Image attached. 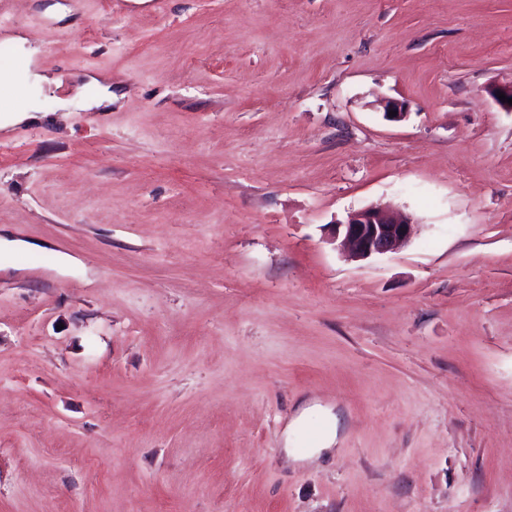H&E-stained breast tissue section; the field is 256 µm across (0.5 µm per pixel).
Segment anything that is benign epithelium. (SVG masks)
Listing matches in <instances>:
<instances>
[{
	"label": "benign epithelium",
	"mask_w": 512,
	"mask_h": 512,
	"mask_svg": "<svg viewBox=\"0 0 512 512\" xmlns=\"http://www.w3.org/2000/svg\"><path fill=\"white\" fill-rule=\"evenodd\" d=\"M414 220L370 205L352 212L347 220L334 225V238L341 239L353 257L365 260L397 249L408 241Z\"/></svg>",
	"instance_id": "benign-epithelium-1"
}]
</instances>
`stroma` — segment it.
<instances>
[{"label": "stroma", "instance_id": "obj_1", "mask_svg": "<svg viewBox=\"0 0 512 512\" xmlns=\"http://www.w3.org/2000/svg\"><path fill=\"white\" fill-rule=\"evenodd\" d=\"M5 32L62 82L0 112V512H512V0H0ZM85 72L111 110L59 108ZM372 204L414 234L350 260ZM308 409L338 433L296 460Z\"/></svg>", "mask_w": 512, "mask_h": 512}]
</instances>
